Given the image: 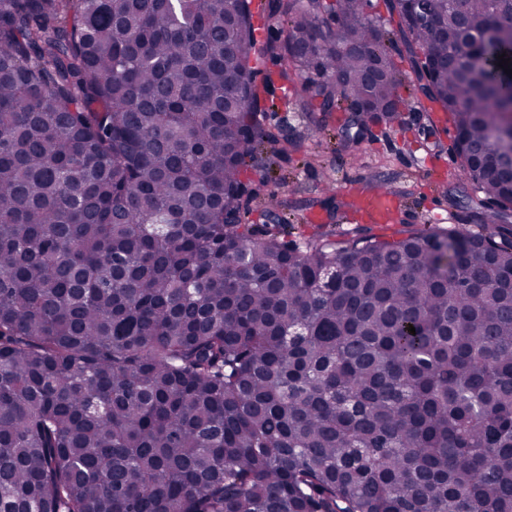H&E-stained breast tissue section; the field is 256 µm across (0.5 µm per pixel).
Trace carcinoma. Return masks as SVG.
Here are the masks:
<instances>
[{
    "label": "carcinoma",
    "mask_w": 512,
    "mask_h": 512,
    "mask_svg": "<svg viewBox=\"0 0 512 512\" xmlns=\"http://www.w3.org/2000/svg\"><path fill=\"white\" fill-rule=\"evenodd\" d=\"M383 3L0 0V512H512V49L434 71ZM296 78L325 124L446 113L500 158L461 163L481 231L256 236Z\"/></svg>",
    "instance_id": "obj_1"
}]
</instances>
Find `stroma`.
Returning <instances> with one entry per match:
<instances>
[{
	"mask_svg": "<svg viewBox=\"0 0 512 512\" xmlns=\"http://www.w3.org/2000/svg\"><path fill=\"white\" fill-rule=\"evenodd\" d=\"M273 121L294 128L299 140L287 163L269 169L267 193L253 202L250 223L275 225L288 241L311 237L323 227L349 237L365 225L351 201L380 184L394 196L400 219L396 225H374V233L383 238L395 237L403 223L431 226L432 215L441 211L449 216L442 231H478L471 215L480 207L479 194L465 190L457 207L448 205L446 191L459 182V162L446 118L424 112L419 100L402 108L400 123L362 139L352 155L337 150L335 126L318 127L304 113L284 106ZM271 192L280 200L273 209L266 199Z\"/></svg>",
	"mask_w": 512,
	"mask_h": 512,
	"instance_id": "35a3bbf8",
	"label": "stroma"
}]
</instances>
